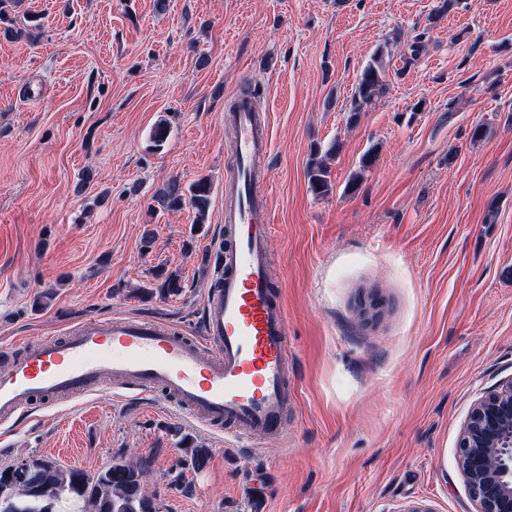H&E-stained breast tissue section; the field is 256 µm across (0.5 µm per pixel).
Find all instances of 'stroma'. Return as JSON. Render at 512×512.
Instances as JSON below:
<instances>
[{"instance_id": "stroma-1", "label": "stroma", "mask_w": 512, "mask_h": 512, "mask_svg": "<svg viewBox=\"0 0 512 512\" xmlns=\"http://www.w3.org/2000/svg\"><path fill=\"white\" fill-rule=\"evenodd\" d=\"M437 2L23 0L16 26L44 28L0 34V367L92 316L201 336L236 169L227 118L247 94L270 107L261 171L292 399L279 436L239 440L162 396L107 391L0 430V465L91 473L123 453L148 462L159 512H477L459 435L512 376V0H459L432 27ZM398 32L424 34L418 60ZM383 44L387 89L348 125ZM334 140L318 197L310 147ZM203 176L204 225L158 202L170 178ZM160 267L181 292L134 297ZM183 433L210 448L202 471L182 465Z\"/></svg>"}]
</instances>
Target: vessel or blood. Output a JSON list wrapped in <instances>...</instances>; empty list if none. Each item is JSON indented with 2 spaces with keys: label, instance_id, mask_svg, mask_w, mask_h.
Segmentation results:
<instances>
[{
  "label": "vessel or blood",
  "instance_id": "b4317fda",
  "mask_svg": "<svg viewBox=\"0 0 512 512\" xmlns=\"http://www.w3.org/2000/svg\"><path fill=\"white\" fill-rule=\"evenodd\" d=\"M266 105L245 100L234 116L235 156L249 171L270 150ZM269 197L225 207L232 243H218L202 338L138 318L92 317L64 338L24 345L0 371V425L25 419L34 403L75 400L129 385L159 390L205 426L235 435L279 434L288 408V318L271 293Z\"/></svg>",
  "mask_w": 512,
  "mask_h": 512
}]
</instances>
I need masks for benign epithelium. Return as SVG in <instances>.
Instances as JSON below:
<instances>
[{"mask_svg": "<svg viewBox=\"0 0 512 512\" xmlns=\"http://www.w3.org/2000/svg\"><path fill=\"white\" fill-rule=\"evenodd\" d=\"M457 454L478 512H512V376L473 404Z\"/></svg>", "mask_w": 512, "mask_h": 512, "instance_id": "7a95c632", "label": "benign epithelium"}]
</instances>
